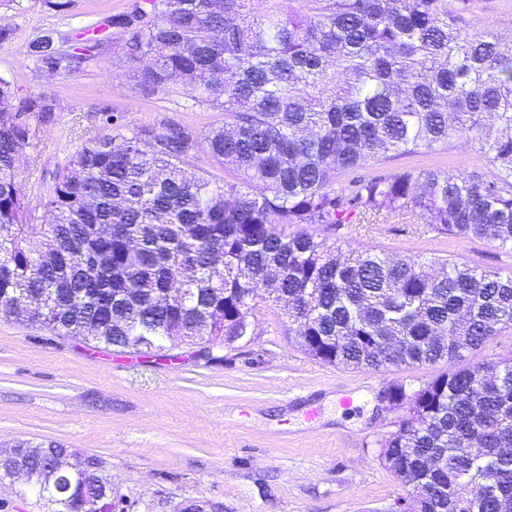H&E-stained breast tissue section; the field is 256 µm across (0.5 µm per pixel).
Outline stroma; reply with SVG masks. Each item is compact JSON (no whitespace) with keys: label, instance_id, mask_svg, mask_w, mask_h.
<instances>
[{"label":"stroma","instance_id":"1","mask_svg":"<svg viewBox=\"0 0 512 512\" xmlns=\"http://www.w3.org/2000/svg\"><path fill=\"white\" fill-rule=\"evenodd\" d=\"M142 2L73 0L57 15L42 0H0V28L11 32L0 41V77L17 103L42 94L55 105L52 124L29 114L34 139L18 163L32 223H45L46 183L102 133L103 111L120 113L123 135L167 121L196 131L224 121L222 112L193 106L181 87L142 86L123 55L122 30L73 72L49 74L29 54L46 33L64 38ZM469 22L511 34L512 0H473ZM384 168L487 171L478 149L458 142ZM336 245L512 271V253L429 231L411 215L348 225ZM448 369L445 362L386 371L322 363L295 344L287 320L269 306L252 339L212 364L185 346L174 360L97 349L0 312V448L57 441L100 458L126 512H181L204 502L222 512H388L405 489L380 461V443L399 415L381 411L378 397L391 383L416 387ZM348 393L354 404L346 409L340 400ZM310 405L319 411L311 421L304 416Z\"/></svg>","mask_w":512,"mask_h":512}]
</instances>
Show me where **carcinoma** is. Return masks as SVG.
Wrapping results in <instances>:
<instances>
[{
  "mask_svg": "<svg viewBox=\"0 0 512 512\" xmlns=\"http://www.w3.org/2000/svg\"><path fill=\"white\" fill-rule=\"evenodd\" d=\"M269 4L265 10L258 2ZM101 19L58 60L32 44L44 70H73L109 28L129 34V62L149 88L180 84L193 104L224 112L198 134L163 122L119 138L121 116L63 166L27 223L18 181L31 137L24 115L55 121L38 95L15 104L0 78V308L23 293L49 304L27 314L57 336L146 356L173 327L191 334L224 308L215 336L254 334L261 304L288 297V335L323 363L371 370L465 359L512 330V272L450 259L355 250L328 237L365 219L418 215L433 232L512 251V38L469 28L471 0H146ZM478 146L487 177L407 169L361 174L369 163ZM202 151L233 179L187 160ZM274 224L327 232L280 235ZM175 288L189 289L176 299ZM136 310L141 320L125 325ZM411 392L417 427L382 443L403 486L429 495L404 512H503L512 504V358L439 373ZM477 440L473 454L468 445ZM75 459L65 493L96 512Z\"/></svg>",
  "mask_w": 512,
  "mask_h": 512,
  "instance_id": "cac0c4a2",
  "label": "carcinoma"
}]
</instances>
